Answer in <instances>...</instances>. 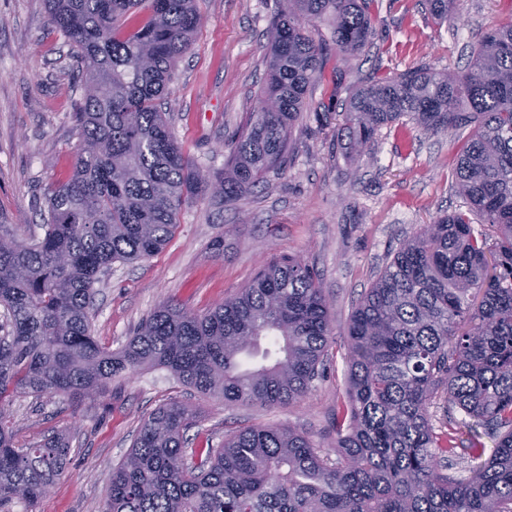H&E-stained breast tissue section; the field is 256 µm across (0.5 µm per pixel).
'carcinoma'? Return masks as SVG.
Here are the masks:
<instances>
[{"instance_id":"cac0c4a2","label":"carcinoma","mask_w":512,"mask_h":512,"mask_svg":"<svg viewBox=\"0 0 512 512\" xmlns=\"http://www.w3.org/2000/svg\"><path fill=\"white\" fill-rule=\"evenodd\" d=\"M82 82L69 177L47 192L43 234L0 242V509L35 512L64 474L71 439L13 443L19 394L70 401L139 369L229 404L300 401L328 357L329 304L314 272L274 258L204 314L165 303L116 352L93 336L96 285L173 237L183 202L218 205L257 186L292 152V131L328 62L308 31L326 19L336 56L372 34L365 0H286L270 24L260 107L204 175L161 102L201 26L195 0H46ZM436 21L453 0H426ZM432 132L471 126L455 177L468 209L423 225L395 252L348 325L347 430L325 449L292 428L247 427L216 448L184 438L181 401L140 426L112 470L101 512H512V24L482 37L467 71L420 66L356 89L336 135L356 152L402 119ZM487 225L474 232L472 224ZM465 418L437 426L430 408ZM495 438L487 459L478 429ZM469 441L471 464L455 471Z\"/></svg>"}]
</instances>
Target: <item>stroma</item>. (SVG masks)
I'll return each mask as SVG.
<instances>
[{"label": "stroma", "instance_id": "stroma-1", "mask_svg": "<svg viewBox=\"0 0 512 512\" xmlns=\"http://www.w3.org/2000/svg\"><path fill=\"white\" fill-rule=\"evenodd\" d=\"M202 25L179 62L165 108L183 149L202 171L223 169L228 140L264 85L263 57L278 0H196ZM373 34L347 57L342 84L325 79L293 131L295 150L253 191L219 206L186 203L165 248L136 265L112 264L97 286L92 327L118 350L163 303L203 313L246 286L271 258L303 259L329 303L333 333L321 377L298 403L275 408L228 405L182 386L162 369L112 380L102 394L70 402L47 394L16 396L8 425L27 448L56 432L71 434L68 467L36 512H100L112 468L136 432L172 399L192 404L193 447L219 444L250 426H292L322 447L336 445L345 405L350 316L401 243L422 225L463 208L454 166L472 129L431 133L410 123L380 128L369 152L355 154L336 136L358 86L430 64L467 70L483 35L512 23V0H455L434 24L425 0H372ZM71 49L51 29L45 0H0V224L28 239L42 219L49 185L73 166L72 120L81 90ZM335 100L331 125L315 117ZM223 239V254L212 243Z\"/></svg>", "mask_w": 512, "mask_h": 512}]
</instances>
